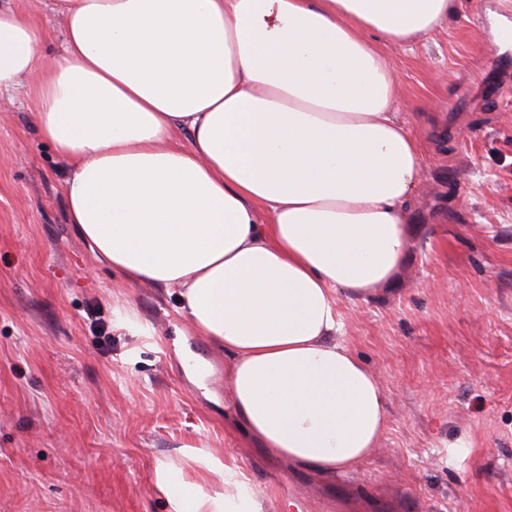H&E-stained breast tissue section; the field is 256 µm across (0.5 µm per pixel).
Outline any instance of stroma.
Wrapping results in <instances>:
<instances>
[{"label":"stroma","instance_id":"35a3bbf8","mask_svg":"<svg viewBox=\"0 0 512 512\" xmlns=\"http://www.w3.org/2000/svg\"><path fill=\"white\" fill-rule=\"evenodd\" d=\"M57 54L55 0H16ZM512 0H456L430 35L389 49L397 116L423 176L393 290L340 300L341 342L376 376L387 430L324 477L257 448L231 419L223 352L175 296L96 263L67 218L68 161L24 90L0 93V512H171L163 464L224 457L262 512H512ZM210 368L185 377L174 344ZM461 454H451V446Z\"/></svg>","mask_w":512,"mask_h":512}]
</instances>
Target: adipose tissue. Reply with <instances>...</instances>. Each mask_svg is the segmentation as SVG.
Masks as SVG:
<instances>
[{
	"instance_id": "ef3b65f1",
	"label": "adipose tissue",
	"mask_w": 512,
	"mask_h": 512,
	"mask_svg": "<svg viewBox=\"0 0 512 512\" xmlns=\"http://www.w3.org/2000/svg\"><path fill=\"white\" fill-rule=\"evenodd\" d=\"M61 53L0 0V92L26 87L66 158L70 224L93 258L171 291L223 351L236 421L273 457L345 473L386 400L341 341L340 299L392 285L410 241L419 141L386 51L455 0H56ZM204 490L160 466L172 512H260L222 459Z\"/></svg>"
}]
</instances>
